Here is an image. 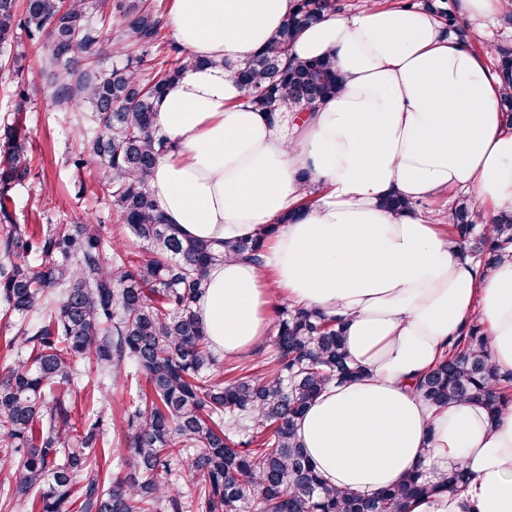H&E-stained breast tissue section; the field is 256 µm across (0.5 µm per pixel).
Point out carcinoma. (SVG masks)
<instances>
[{
    "label": "carcinoma",
    "instance_id": "carcinoma-1",
    "mask_svg": "<svg viewBox=\"0 0 512 512\" xmlns=\"http://www.w3.org/2000/svg\"><path fill=\"white\" fill-rule=\"evenodd\" d=\"M446 31L463 34L449 0H419ZM339 0H295L279 38L243 66H229L251 103L275 112L311 109L343 83L336 59L285 64L296 34ZM125 25L105 38L88 0H0V55H11L17 30L44 40L53 71L51 107L77 108L96 124L74 166L94 163L110 188L125 238L140 251L105 257L101 225L51 224L40 234L12 223L8 189L31 173L24 133L7 124L0 136V317L17 323L6 342L12 365L0 375V512H184L182 492L165 480L177 468L196 482L205 512H408L414 500L456 491L465 476L437 480L418 469L372 497L327 484L295 439V424L323 388L354 381L363 370L345 348L340 321L303 307L277 306L274 354L263 372L244 366L228 380L197 312L210 267L229 257L261 261L263 237L211 244L183 237L158 211L149 180L163 148L153 136L155 102L197 63L181 54L144 75L149 49L159 44L160 7L126 0ZM125 56L109 70L107 51ZM498 74L512 89V48L496 47ZM392 212L413 208L397 193ZM460 247L489 269L512 257V216L488 227L463 203L453 215ZM125 383L144 375L148 391L120 428L126 469L99 479L91 473L100 444L105 401L78 429L59 386L77 396L76 364ZM438 407L477 400L490 414L512 402V372L491 362L488 338L473 323L448 345L416 384Z\"/></svg>",
    "mask_w": 512,
    "mask_h": 512
}]
</instances>
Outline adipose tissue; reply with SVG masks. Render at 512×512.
<instances>
[{
	"label": "adipose tissue",
	"instance_id": "adipose-tissue-1",
	"mask_svg": "<svg viewBox=\"0 0 512 512\" xmlns=\"http://www.w3.org/2000/svg\"><path fill=\"white\" fill-rule=\"evenodd\" d=\"M292 9L293 0H173L169 15L202 64L155 105L167 150L150 184L167 223L218 250L280 225L261 264L230 258L211 269L197 304L206 333L227 358L257 347L271 327L274 272L283 301L342 319L349 358L365 370L328 387L296 424L319 473L371 496L416 469L435 478L457 468L460 491L409 512H512V404L491 417L478 401L438 408L414 392L475 321L493 365L512 371V261L483 272L433 217L381 205L393 191L413 202L462 191L483 219L512 213V125L493 49L472 50L424 10L363 0L322 16L290 50L335 56L339 92L270 119L229 67L267 46Z\"/></svg>",
	"mask_w": 512,
	"mask_h": 512
}]
</instances>
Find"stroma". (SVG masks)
Here are the masks:
<instances>
[{
	"label": "stroma",
	"instance_id": "35a3bbf8",
	"mask_svg": "<svg viewBox=\"0 0 512 512\" xmlns=\"http://www.w3.org/2000/svg\"><path fill=\"white\" fill-rule=\"evenodd\" d=\"M465 42L473 50L503 43L512 45V25L504 24L502 15L464 23ZM14 52L23 54L22 74L0 70V125L11 122L14 99L18 92H28L31 102L23 114V129L31 160V174L9 190V209L16 223L39 226L78 222L92 218L102 223L105 251H112L119 238L115 212L108 205V191L100 183L93 165L74 167L79 140L66 113L48 109L45 100L51 88L43 73L44 52L37 50L26 32H19ZM134 393L127 384L108 386L107 412L101 426L104 446L96 448L94 469L100 476L123 470L121 442L115 431L132 410Z\"/></svg>",
	"mask_w": 512,
	"mask_h": 512
}]
</instances>
